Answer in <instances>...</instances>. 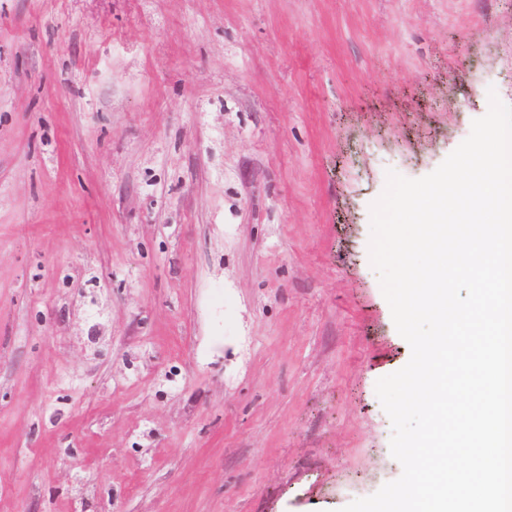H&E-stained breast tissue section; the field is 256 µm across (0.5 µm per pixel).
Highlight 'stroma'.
<instances>
[{
    "label": "stroma",
    "instance_id": "stroma-1",
    "mask_svg": "<svg viewBox=\"0 0 512 512\" xmlns=\"http://www.w3.org/2000/svg\"><path fill=\"white\" fill-rule=\"evenodd\" d=\"M492 91L512 0H0V512L399 478L370 209Z\"/></svg>",
    "mask_w": 512,
    "mask_h": 512
}]
</instances>
